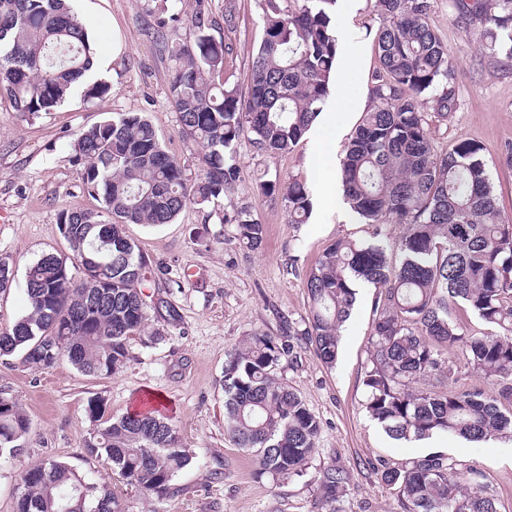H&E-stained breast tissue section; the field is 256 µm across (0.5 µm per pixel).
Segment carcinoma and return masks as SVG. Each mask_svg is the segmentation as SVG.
Listing matches in <instances>:
<instances>
[{
  "mask_svg": "<svg viewBox=\"0 0 512 512\" xmlns=\"http://www.w3.org/2000/svg\"><path fill=\"white\" fill-rule=\"evenodd\" d=\"M336 2L263 0L265 35L245 95L224 81V43L206 33L202 13L191 18L194 41L164 42L174 62L169 98L181 134L205 149L202 172L187 184L183 166L143 114L119 113L78 134L72 147L83 188L100 199L102 211L72 209L59 224L84 278L74 280L53 253L29 263V312L0 331V356L19 353L41 370L66 359L96 377L126 365L129 341L142 334L150 310L147 263L126 227L170 224L188 204L232 193L242 138L274 154L302 139L329 98ZM374 7L382 19L374 34L379 67L368 88L374 107L342 161L346 203L357 219L375 225L373 240L338 239L325 250L306 278L305 328L285 320L277 336L255 333L224 364L225 426L259 477L297 475L315 452L320 421L276 371L304 345L323 365L336 363L359 282L379 289L363 379L368 416L396 440H512V224L501 215L481 146L460 140L439 149L430 136L423 104L432 103L441 121L458 105L448 48L427 24L432 0H374ZM451 8L462 21L484 26L489 54L512 61V0H451ZM94 58L68 0H0V97L14 111H53L87 79ZM283 197L290 223H305L312 208L305 184L289 178ZM224 223L234 226L238 243L261 246L264 225L248 209L230 206ZM385 224L406 228L398 264L381 238ZM457 306L473 311L486 329L460 332ZM464 375L491 382L497 393L459 385ZM104 413L103 398L88 400L96 424L88 452H104L126 485L170 496L193 461L174 425L156 409L115 419ZM30 428L27 415L0 398V455L20 451ZM381 479L399 489L407 512H497L474 472L443 454L387 467ZM346 488V473L328 469L321 508L335 512ZM64 502L68 512H120L110 485L88 483L56 460L25 475L15 512H62Z\"/></svg>",
  "mask_w": 512,
  "mask_h": 512,
  "instance_id": "carcinoma-1",
  "label": "carcinoma"
}]
</instances>
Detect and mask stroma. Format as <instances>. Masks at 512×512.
<instances>
[{"instance_id": "obj_1", "label": "stroma", "mask_w": 512, "mask_h": 512, "mask_svg": "<svg viewBox=\"0 0 512 512\" xmlns=\"http://www.w3.org/2000/svg\"><path fill=\"white\" fill-rule=\"evenodd\" d=\"M74 6L97 46L98 68L91 79L106 82L110 91L91 98L86 85H78L54 111L33 117L0 100V258L9 261L15 275L11 289L0 294V331L27 310L24 278L31 261L53 252L67 258L72 277L83 276L69 258L58 224L63 211L100 208L82 189L72 149L77 134L115 113L146 114L166 149L184 165L186 178L195 179L204 151L179 134L178 114L168 97L171 63L162 43L192 38L189 20L204 12L213 21L210 36L226 49L224 77L243 91L264 34L262 0H75ZM174 11L178 21L156 40L157 18ZM427 22L458 71V108L448 121L429 118L430 133L444 146L468 140L482 147L499 207L512 220V167L503 160L512 149V62L491 56L483 27L458 23L448 0H433ZM335 24L339 41L350 38L361 45L365 70L360 81L369 84L379 66L367 35L381 24L374 0H357L353 21L339 16ZM236 151L240 178L230 198L189 205L171 224L126 229L155 273L146 295L174 307L177 323H167L166 309L150 311L146 332L130 341L126 366L109 377L86 376L65 360L40 370L23 364L17 354L0 357V397L15 402L31 421L22 450L0 457V512H14L24 475L51 459L74 466L88 482L110 483L122 512H322L319 485L334 466L348 475L337 512H404L397 489L382 481L381 466L434 451L466 461L482 474L498 512H512V443L454 437L398 442L365 412L363 378L377 296L369 286L359 288L341 328L334 367L302 348L278 370L321 423L317 450L303 475L257 477L252 457L231 441L224 426L227 355L246 336H275L283 320L306 319V276L324 250L339 238H371L374 228L359 223L341 200L314 207L307 223L293 224L282 193L260 190V182L284 184L292 176L315 187L313 133L278 155L257 154L245 138ZM231 203L264 224L260 248L233 241L234 228L224 222V208ZM158 328L164 335L157 341L151 332ZM145 392L163 398L167 417L193 456L177 477L174 494L163 499L126 486L104 458L85 447L94 429L87 415L91 396H101L107 414L117 418Z\"/></svg>"}]
</instances>
